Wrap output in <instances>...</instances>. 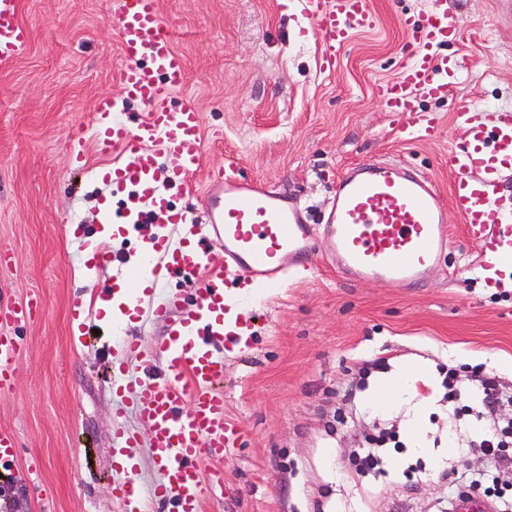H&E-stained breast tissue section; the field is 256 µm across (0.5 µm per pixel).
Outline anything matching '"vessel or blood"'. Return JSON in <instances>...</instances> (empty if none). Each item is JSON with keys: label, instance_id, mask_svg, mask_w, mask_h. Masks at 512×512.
Here are the masks:
<instances>
[{"label": "vessel or blood", "instance_id": "b4317fda", "mask_svg": "<svg viewBox=\"0 0 512 512\" xmlns=\"http://www.w3.org/2000/svg\"><path fill=\"white\" fill-rule=\"evenodd\" d=\"M19 0H0V66L26 50L30 32L18 17ZM313 32L330 45L347 41L351 29L374 23L367 0H305ZM124 65L119 85L125 98L142 103L147 112L135 124L116 117L117 102L99 97L94 106L100 153L121 150L124 161L102 174L113 191L135 190L147 219L162 226H182L176 245L159 240L164 264L144 257L142 271L159 280L180 269L197 278L199 315L173 323L156 352L167 367L144 378L120 371L112 381L117 393L135 397L136 411L151 428V446L162 479L150 495L137 489L134 464L119 466L114 486L126 512H152L155 504H171L173 512H202L205 486L221 482L219 473L203 475L198 458L223 457L236 447L239 431L224 416V357L215 352L224 340V292L234 277L277 285L288 255L302 259L321 246L349 281L370 279L391 288L423 283L447 246L446 223L456 213L469 236L481 243V265L487 284H496L503 269L512 270V209L501 207L497 188L503 171L512 169V113H501L495 125L474 119L459 107L455 119L465 129L464 143L448 151L453 175L449 202H442L431 182L390 165H363L343 176L337 186L323 232L307 224L302 211L260 183L235 177L233 165L209 172V205L205 221L221 246L222 257L203 256L191 247L199 220L174 210L169 191L188 183L201 167V118L192 101L172 107L173 94L187 80V64L173 45L171 29L158 0H115L112 13ZM416 49L400 77L386 83L381 101L402 118L400 134L411 137L424 119L415 112L417 94L443 98L458 74L455 62L437 51L460 30L459 19L443 0H431L420 20L406 21ZM172 159L160 171L158 156ZM34 299L0 295V385L15 361L20 343L12 325L28 320Z\"/></svg>", "mask_w": 512, "mask_h": 512}]
</instances>
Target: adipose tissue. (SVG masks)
<instances>
[{
	"mask_svg": "<svg viewBox=\"0 0 512 512\" xmlns=\"http://www.w3.org/2000/svg\"><path fill=\"white\" fill-rule=\"evenodd\" d=\"M425 372L426 367L420 362L402 365L379 386L376 392V402L381 407L388 408L396 404L409 405L412 414L407 436L411 448L418 452L424 449L421 419L427 410V405L416 400L414 389L416 382L424 378Z\"/></svg>",
	"mask_w": 512,
	"mask_h": 512,
	"instance_id": "ef3b65f1",
	"label": "adipose tissue"
}]
</instances>
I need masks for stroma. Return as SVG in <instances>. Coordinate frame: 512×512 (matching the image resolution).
Returning a JSON list of instances; mask_svg holds the SVG:
<instances>
[{"mask_svg": "<svg viewBox=\"0 0 512 512\" xmlns=\"http://www.w3.org/2000/svg\"><path fill=\"white\" fill-rule=\"evenodd\" d=\"M447 2L461 30L439 55L458 63V79L447 98L418 96L433 134L404 140L398 114L385 111L378 91L411 61L405 20L421 17L428 0H369L373 28L351 30L334 49L312 34L302 0H158L188 68L172 103L192 100L203 132V164L188 187L172 189L174 206L203 216L207 173L228 153L237 155L239 175L307 208L313 225L325 223L338 180L366 163L417 171L448 199V150L465 136L458 106L490 125L496 111L512 110V0ZM19 15L30 43L0 66V252L10 259L0 264V295H33L38 307L16 329L22 350L0 389V428L12 430L18 445L16 462L0 468V512H125L112 492L117 426L138 436L127 454L142 490L160 474L149 427L132 397L113 392V374L160 373L165 364L152 351L172 318L195 315L197 297L171 274L147 285L126 322L106 319L100 302L157 238L101 180L124 159L117 150L100 155L94 136L96 99L121 95L112 0H20ZM330 51L332 72L322 64ZM79 139L80 164L69 150ZM106 207L120 226L108 237ZM447 232L443 255L417 286L344 281L316 248L281 287L225 282L249 325L246 340L224 336V412L240 438L223 459L199 460L203 471L222 470L224 482L222 492H204L202 512H439L438 473L409 483L406 464L431 467L450 443L449 464L484 467L472 443L487 423L454 420L438 368L466 359L512 387V288L486 285L480 245L456 215ZM100 244L116 257L105 275L88 256ZM167 297L180 301L173 317L154 315ZM77 303L95 308L80 347L68 323ZM122 336L137 337L139 352L116 346ZM374 359L391 371L423 362L428 375L418 391L438 405L423 422L430 453H389L384 476L362 481L349 469L351 451L364 447L375 417L400 432L407 415L403 406L376 412L380 372L345 398L358 365Z\"/></svg>", "mask_w": 512, "mask_h": 512, "instance_id": "stroma-1", "label": "stroma"}]
</instances>
